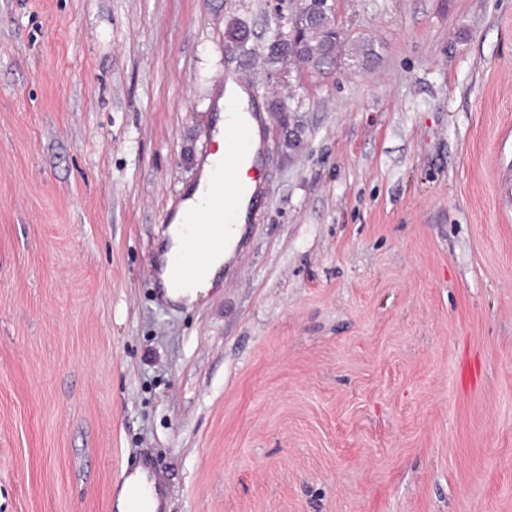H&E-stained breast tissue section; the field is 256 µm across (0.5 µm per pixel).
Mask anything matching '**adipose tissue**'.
<instances>
[{
    "mask_svg": "<svg viewBox=\"0 0 512 512\" xmlns=\"http://www.w3.org/2000/svg\"><path fill=\"white\" fill-rule=\"evenodd\" d=\"M248 103L247 91L233 83L227 84L223 95L217 97V116L212 130L214 150L202 162L198 180L183 202L184 208L196 209L202 205L213 183L215 163L224 152V138L231 133L238 116L246 113ZM250 130L251 142L248 157L234 172V177L242 184L243 191L231 216V222L226 227L224 248L212 258L204 270L198 288L182 291L173 285L169 259L180 251L186 227L176 222L169 227V243L163 257L160 259L159 278L163 284L165 296L172 302L190 304L207 294L220 274L226 259L232 254L237 245L242 235L243 224L251 218V200L260 184L258 169L260 167L261 134L258 122H251Z\"/></svg>",
    "mask_w": 512,
    "mask_h": 512,
    "instance_id": "ef3b65f1",
    "label": "adipose tissue"
}]
</instances>
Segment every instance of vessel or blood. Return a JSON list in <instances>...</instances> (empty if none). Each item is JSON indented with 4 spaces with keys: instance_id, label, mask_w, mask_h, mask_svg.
<instances>
[{
    "instance_id": "1",
    "label": "vessel or blood",
    "mask_w": 512,
    "mask_h": 512,
    "mask_svg": "<svg viewBox=\"0 0 512 512\" xmlns=\"http://www.w3.org/2000/svg\"><path fill=\"white\" fill-rule=\"evenodd\" d=\"M249 145L250 131L243 125L226 138L224 170L215 176L205 209L189 211L184 217L193 231L185 238L179 261L178 277L183 285L195 283L201 267L224 243L220 227L228 223L241 193L232 172L242 163Z\"/></svg>"
}]
</instances>
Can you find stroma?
Instances as JSON below:
<instances>
[{
	"mask_svg": "<svg viewBox=\"0 0 512 512\" xmlns=\"http://www.w3.org/2000/svg\"><path fill=\"white\" fill-rule=\"evenodd\" d=\"M333 8L317 78L257 63L271 0H0V512L142 464L162 512H512V0ZM228 76L263 204L187 309L155 264Z\"/></svg>",
	"mask_w": 512,
	"mask_h": 512,
	"instance_id": "obj_1",
	"label": "stroma"
}]
</instances>
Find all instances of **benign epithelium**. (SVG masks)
I'll return each mask as SVG.
<instances>
[{"label": "benign epithelium", "instance_id": "obj_1", "mask_svg": "<svg viewBox=\"0 0 512 512\" xmlns=\"http://www.w3.org/2000/svg\"><path fill=\"white\" fill-rule=\"evenodd\" d=\"M294 13L288 21V29L276 33L269 45V52L276 55L282 64L292 59L305 60L308 47L305 35L312 28L327 20L336 24L331 0H291Z\"/></svg>", "mask_w": 512, "mask_h": 512}]
</instances>
